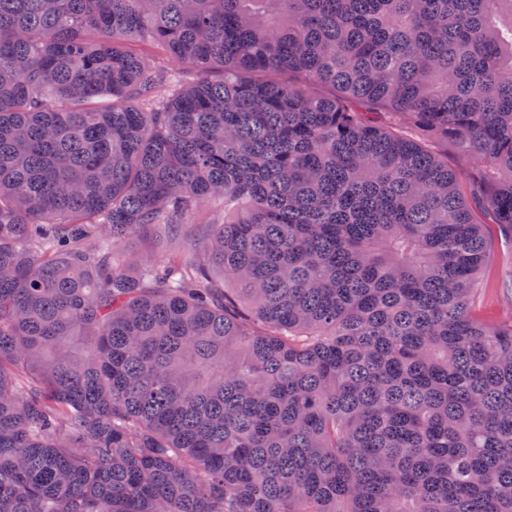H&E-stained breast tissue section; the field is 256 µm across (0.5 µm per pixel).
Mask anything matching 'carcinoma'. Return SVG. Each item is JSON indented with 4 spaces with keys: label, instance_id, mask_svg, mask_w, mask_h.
<instances>
[{
    "label": "carcinoma",
    "instance_id": "carcinoma-1",
    "mask_svg": "<svg viewBox=\"0 0 512 512\" xmlns=\"http://www.w3.org/2000/svg\"><path fill=\"white\" fill-rule=\"evenodd\" d=\"M483 224L512 0H0V512H512Z\"/></svg>",
    "mask_w": 512,
    "mask_h": 512
}]
</instances>
